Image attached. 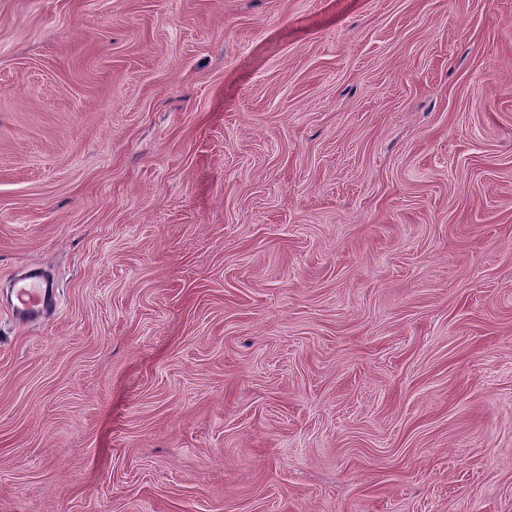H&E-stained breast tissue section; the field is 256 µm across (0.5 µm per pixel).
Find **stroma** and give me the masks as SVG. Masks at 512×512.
Here are the masks:
<instances>
[{
	"label": "stroma",
	"mask_w": 512,
	"mask_h": 512,
	"mask_svg": "<svg viewBox=\"0 0 512 512\" xmlns=\"http://www.w3.org/2000/svg\"><path fill=\"white\" fill-rule=\"evenodd\" d=\"M0 512H512V0H0ZM55 302L50 278L40 269L30 268L16 282L13 316L19 325L40 319Z\"/></svg>",
	"instance_id": "stroma-1"
}]
</instances>
